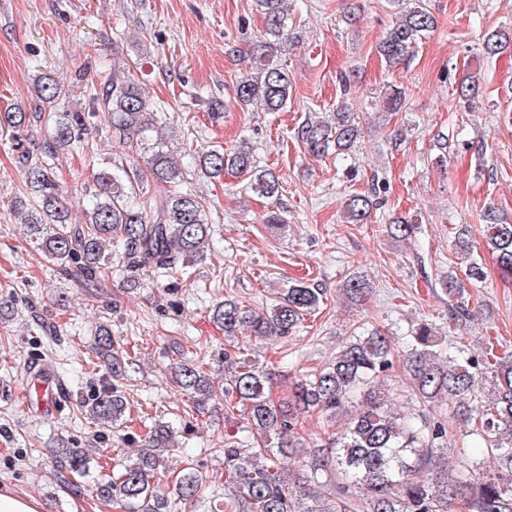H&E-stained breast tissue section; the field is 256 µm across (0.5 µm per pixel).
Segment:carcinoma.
<instances>
[{"label":"carcinoma","mask_w":512,"mask_h":512,"mask_svg":"<svg viewBox=\"0 0 512 512\" xmlns=\"http://www.w3.org/2000/svg\"><path fill=\"white\" fill-rule=\"evenodd\" d=\"M264 15L265 33L248 55V73L238 81L234 102L241 108L260 104L268 112L284 109L291 93L288 72L275 61L277 47L288 41L285 0H256ZM433 16L419 5L399 11V20L377 47L392 66L406 60L411 49L434 27ZM512 42V35L493 31L483 41L484 53L495 56ZM102 79L92 89L97 107L86 112L61 107L62 85L50 77L36 84L33 109H0V130L16 134L29 124L44 121L41 151L25 152L22 192L14 197L13 213L23 216L29 241L48 259L79 265L89 281L112 262L107 247L118 243L121 257L137 269L153 273L178 271L203 257L212 239V222L205 197L185 188L189 176L199 173L219 179L233 170L250 188L272 198L280 193L278 176L256 165L252 152L208 150L186 166L173 160L166 139L158 136L165 111L153 105L131 73L100 66ZM481 89L480 75H472L457 89L471 100ZM107 117L112 141L120 154L108 159L94 174V187L80 204L84 220L72 221L73 205L58 190L54 160L80 146L98 112ZM47 119H42L43 113ZM331 122L307 119L297 138L309 152L324 156L346 151L358 135L344 108ZM375 203L356 194L346 201L349 218L361 224ZM486 242L497 256L504 278L512 277V224L495 208L482 215ZM464 226L455 231L457 259L465 278L448 274L442 288L453 300L448 311L455 328L472 317L463 301L464 280H479L483 270L473 258ZM368 289L361 278L346 281L343 291L360 299ZM321 301V290L296 283L264 312L235 298H226L213 310L214 321L233 337L248 333L269 339L290 336L304 316ZM105 366L109 384L84 403L97 423H113L122 416L126 398L122 386L126 362L114 348L112 333L99 329L93 347ZM406 371L416 391L419 408H394L389 388L393 369L392 346L379 331L355 336L320 371L299 379L293 400L284 405L271 397L269 373L257 360L224 351L230 410L246 414L259 436L251 445L239 432L224 433V512H512V354L490 350L473 356L452 341L444 346L433 324H418L408 335ZM172 378L203 407L214 396L209 374L191 362L179 361ZM455 403L465 436L482 446L463 452L449 464L452 438L444 419L433 411L443 401ZM353 405L345 431L328 437L316 450L296 431L298 416L319 411L330 420L347 404ZM173 431L158 425L136 453L113 467V473L95 483L97 495L120 512H171L172 501L194 503L202 495V478L192 467L180 470L172 491L156 489L153 478L167 468ZM52 454L60 467L86 473L90 457L77 448H57ZM306 459V468L285 475L282 459Z\"/></svg>","instance_id":"obj_1"}]
</instances>
